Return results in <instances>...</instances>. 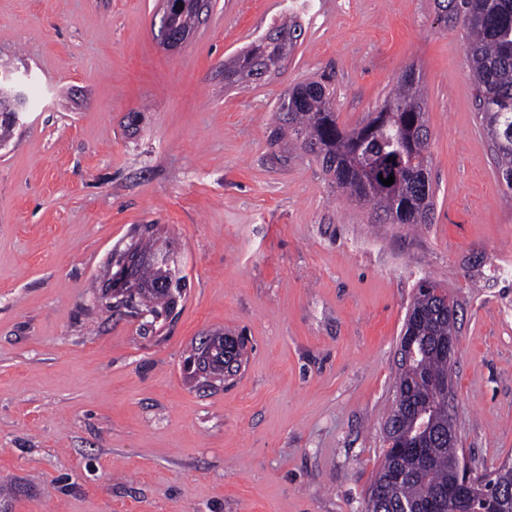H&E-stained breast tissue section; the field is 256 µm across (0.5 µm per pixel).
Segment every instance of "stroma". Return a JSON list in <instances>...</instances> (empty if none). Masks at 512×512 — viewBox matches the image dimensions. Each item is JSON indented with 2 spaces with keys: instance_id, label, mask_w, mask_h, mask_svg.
Wrapping results in <instances>:
<instances>
[{
  "instance_id": "1",
  "label": "stroma",
  "mask_w": 512,
  "mask_h": 512,
  "mask_svg": "<svg viewBox=\"0 0 512 512\" xmlns=\"http://www.w3.org/2000/svg\"><path fill=\"white\" fill-rule=\"evenodd\" d=\"M160 0H0L26 114L0 145V512H367L419 279L457 301L459 454L512 462V191L479 126L460 20L436 0H210L166 48ZM270 77L224 64L285 20ZM414 70L427 224H381L282 131L325 79L352 129ZM153 227L169 314L107 307L112 254ZM245 341L209 387L184 360Z\"/></svg>"
}]
</instances>
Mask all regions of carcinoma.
Returning <instances> with one entry per match:
<instances>
[{"mask_svg":"<svg viewBox=\"0 0 512 512\" xmlns=\"http://www.w3.org/2000/svg\"><path fill=\"white\" fill-rule=\"evenodd\" d=\"M437 4L462 21L477 117L488 138L497 142L498 174L512 190V0H437ZM274 52L261 38L225 64V73L229 78L239 70L258 74ZM420 95L415 72L409 69L383 107L355 129L338 125L332 95L320 81L289 89L278 111L288 124L289 137L304 149L317 146L313 156L351 201L371 208L391 224H426L433 210L427 173L429 130L426 112L415 118L408 113ZM391 175L392 185L380 182ZM147 251V245L137 240L117 254L120 270L112 298L160 317L181 293V279H168L145 256ZM448 298V289L437 282L429 278L419 281L413 308L422 347L407 380L413 394L395 400L386 420L404 433L428 439L431 455L424 459L388 449L370 487L368 512H405L411 504L448 498L458 449L448 447L446 436L418 433V415L424 411L430 412L437 426L448 429L443 395L428 386L429 379L446 368L435 346L448 335ZM397 473L404 475L400 482L395 480Z\"/></svg>","mask_w":512,"mask_h":512,"instance_id":"1","label":"carcinoma"}]
</instances>
